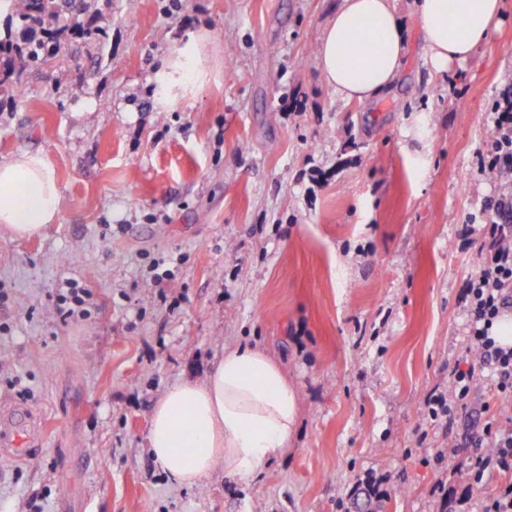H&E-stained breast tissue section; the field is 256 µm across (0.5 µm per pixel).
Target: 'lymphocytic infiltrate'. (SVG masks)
Returning a JSON list of instances; mask_svg holds the SVG:
<instances>
[{
  "instance_id": "lymphocytic-infiltrate-1",
  "label": "lymphocytic infiltrate",
  "mask_w": 512,
  "mask_h": 512,
  "mask_svg": "<svg viewBox=\"0 0 512 512\" xmlns=\"http://www.w3.org/2000/svg\"><path fill=\"white\" fill-rule=\"evenodd\" d=\"M491 136L478 154L481 171L496 175L493 192L478 213L483 238L478 250L485 262L462 288L460 302L468 317L463 366L448 374L446 389H435L424 400L430 422L448 426L457 411H472L484 374L495 381V397L512 407V342H503L495 326L512 312V78L493 100ZM474 457L470 481L481 488L490 477L499 482L480 499L479 512H512V429L491 415L480 416L465 441Z\"/></svg>"
}]
</instances>
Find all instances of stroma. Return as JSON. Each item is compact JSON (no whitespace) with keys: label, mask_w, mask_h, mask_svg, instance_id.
<instances>
[{"label":"stroma","mask_w":512,"mask_h":512,"mask_svg":"<svg viewBox=\"0 0 512 512\" xmlns=\"http://www.w3.org/2000/svg\"><path fill=\"white\" fill-rule=\"evenodd\" d=\"M337 5L104 0L96 57H58L70 83L47 68L0 103V160L47 154L62 194L45 234L0 237V512H337L369 471L379 512H470L494 491L470 488L469 449L423 463L469 423L430 426L423 401L465 350L458 296L482 257L458 233L494 185L476 154L512 75V0L440 74L397 0L409 52L371 104L317 68ZM193 30L208 76L172 107L152 76ZM67 277L95 304L64 324ZM236 345L281 366L296 434L255 478L172 483L146 447L153 406Z\"/></svg>","instance_id":"obj_1"}]
</instances>
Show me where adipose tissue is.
Listing matches in <instances>:
<instances>
[{"instance_id": "adipose-tissue-1", "label": "adipose tissue", "mask_w": 512, "mask_h": 512, "mask_svg": "<svg viewBox=\"0 0 512 512\" xmlns=\"http://www.w3.org/2000/svg\"><path fill=\"white\" fill-rule=\"evenodd\" d=\"M425 56L435 72L469 60L487 41L502 0H416ZM205 34L189 32L183 44L154 74L174 89L204 81L188 67L191 50ZM407 54L396 0H340L325 27L317 52L324 82L342 98L372 101L398 80ZM61 190L48 157L20 151L0 161V233L14 238L42 235L57 223ZM298 415L297 396L279 364L253 346L224 350L200 383L170 387L152 409L146 436L152 457L169 480L195 485L216 466L247 480L288 446Z\"/></svg>"}]
</instances>
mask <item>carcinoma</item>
I'll return each mask as SVG.
<instances>
[{
	"instance_id": "obj_1",
	"label": "carcinoma",
	"mask_w": 512,
	"mask_h": 512,
	"mask_svg": "<svg viewBox=\"0 0 512 512\" xmlns=\"http://www.w3.org/2000/svg\"><path fill=\"white\" fill-rule=\"evenodd\" d=\"M0 100L21 96L24 73L50 65L63 35L86 47L105 33L99 0H0Z\"/></svg>"
}]
</instances>
